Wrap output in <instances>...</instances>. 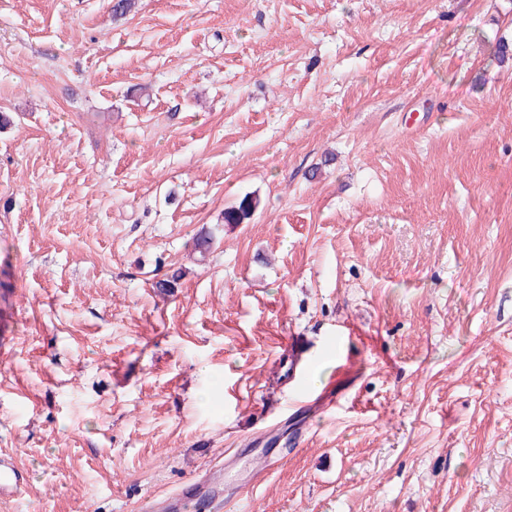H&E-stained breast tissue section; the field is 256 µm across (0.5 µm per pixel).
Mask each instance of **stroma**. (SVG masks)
<instances>
[{
    "label": "stroma",
    "instance_id": "stroma-1",
    "mask_svg": "<svg viewBox=\"0 0 512 512\" xmlns=\"http://www.w3.org/2000/svg\"><path fill=\"white\" fill-rule=\"evenodd\" d=\"M502 40L512 0H0V512L213 470L223 512H512ZM258 207L257 199L244 196L237 205L224 210V221L228 224H241L248 220ZM29 481V473L11 456L0 455V498L20 492Z\"/></svg>",
    "mask_w": 512,
    "mask_h": 512
}]
</instances>
